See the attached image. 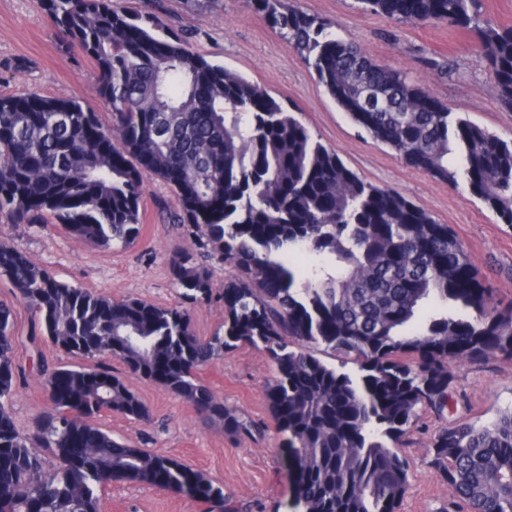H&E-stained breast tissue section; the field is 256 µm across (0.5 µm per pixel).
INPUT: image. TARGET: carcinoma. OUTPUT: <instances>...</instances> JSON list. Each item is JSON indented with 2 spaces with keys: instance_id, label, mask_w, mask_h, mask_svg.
Returning <instances> with one entry per match:
<instances>
[{
  "instance_id": "cac0c4a2",
  "label": "carcinoma",
  "mask_w": 512,
  "mask_h": 512,
  "mask_svg": "<svg viewBox=\"0 0 512 512\" xmlns=\"http://www.w3.org/2000/svg\"><path fill=\"white\" fill-rule=\"evenodd\" d=\"M314 68L355 124L408 166L469 192L512 225V142L451 113L407 74L371 61L288 0H245ZM403 23L434 22L476 38L500 99L512 105V27L477 0H357ZM62 41L94 64L105 128L75 98L0 96V217L59 224L109 249L140 235L143 177L175 195L166 220L235 269L210 337L180 305L115 300L58 280L0 243V275L30 314L29 343L94 365L38 357L49 404L20 432L11 408L25 377L12 306L0 302V512H100L114 481L192 496L209 512L232 497L178 460L117 440L95 423L111 411L149 418L112 370L128 369L239 437L259 429L224 406L200 371L248 345L274 370L268 406L295 474L289 512H400L409 488L401 448L420 416L444 415L450 362L512 358V301L495 299L451 228L403 194L365 181L315 140L283 102L195 52L184 32L114 0H43ZM189 303L211 301L210 270L184 248L169 257ZM323 344L358 366L319 358ZM451 490L450 512H512V409L487 424L456 419L428 442ZM56 463L45 466V455Z\"/></svg>"
}]
</instances>
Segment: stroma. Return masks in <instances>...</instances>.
Instances as JSON below:
<instances>
[{"mask_svg":"<svg viewBox=\"0 0 512 512\" xmlns=\"http://www.w3.org/2000/svg\"><path fill=\"white\" fill-rule=\"evenodd\" d=\"M298 4L307 14L337 24L341 38L360 44L377 64L422 83L451 112L512 140V107L499 101L470 31L433 24L396 25L383 15L361 10L357 0H298ZM162 5L167 23L191 33L193 50L297 107L315 138L336 150L348 168L367 182L396 189L438 223L449 225L494 297L512 299V226L501 223L466 186L453 187L411 168L371 139L327 94L313 68L287 39L244 0H214L204 10L188 9L185 0H163ZM95 79L92 62L62 45L41 0H0V94L75 97L108 127L111 111L98 96ZM174 203L167 185L145 176L141 234L128 248L84 243L56 224L1 220L0 243L71 285L117 300L135 297L174 306L180 297L169 254L175 246L191 244L163 217L165 207ZM108 365L144 401L150 417L136 420L105 413L97 419L102 429L204 473L238 501L242 512H284L293 480L265 398L272 369L264 352L245 345L216 358L202 372L225 406L262 426V434L244 440L206 425L190 404L129 371L120 360L109 359ZM454 374L458 403L448 408L444 418L426 416L427 429L444 419L484 423L497 410L512 405V359L458 365ZM46 404L41 379L29 374L13 398L17 427L29 430ZM426 431L413 433L405 450L410 488L401 512H445L451 497L440 473L428 464ZM101 512L206 509L183 494L119 482L104 491Z\"/></svg>","mask_w":512,"mask_h":512,"instance_id":"stroma-1","label":"stroma"}]
</instances>
